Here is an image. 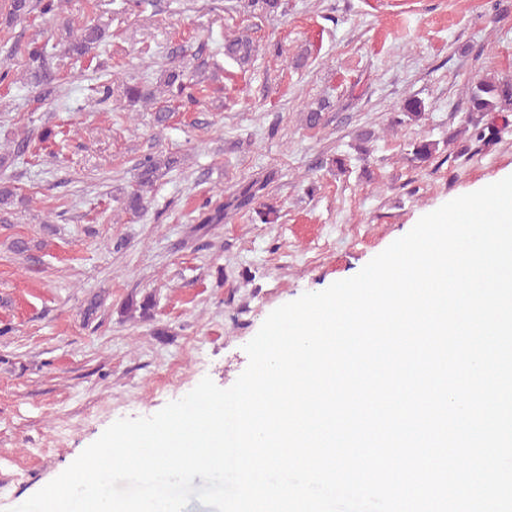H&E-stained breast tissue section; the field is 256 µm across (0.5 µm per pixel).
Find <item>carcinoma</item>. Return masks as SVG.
Instances as JSON below:
<instances>
[{
	"label": "carcinoma",
	"mask_w": 512,
	"mask_h": 512,
	"mask_svg": "<svg viewBox=\"0 0 512 512\" xmlns=\"http://www.w3.org/2000/svg\"><path fill=\"white\" fill-rule=\"evenodd\" d=\"M71 3V0H4L0 6V14L4 16L5 22L14 24L23 22L36 13L41 17H57L63 12V7ZM244 8L247 11L258 14L262 17H274L283 12V0H244ZM103 38V30L95 23L85 22L78 28L68 27V40L59 50V57L70 59L80 63L85 70H98L94 65L97 55L93 54ZM256 52L254 42L248 37H233L224 41V57L236 63L239 68L244 69L251 65ZM21 56L25 60L26 76L28 84L38 89V95L33 98L34 107L32 111H38L45 101V95L51 93L61 76L68 73L65 68H57L52 71L46 67L48 55V44L37 41L16 40L8 51V57ZM207 68L206 62L199 63L194 73H185L182 64H173L162 74L165 91L156 94V90L149 87L143 81L129 82L124 87V95L130 105L138 103L157 104L155 110V122L162 126L166 124L171 109L167 106L170 101L179 103V107L188 109L198 102V95L213 91L221 93L222 87H203L201 81L195 79V74ZM512 112V80L509 78H484L468 88L467 109L459 128L448 133L446 145L451 146L458 142L462 134L468 139H475L486 145L497 143L500 139L501 130L494 122L495 116ZM402 117L395 120V124L401 125L404 120L412 122L420 121L425 114V104L415 98L406 100L401 106ZM57 132L50 127H42L37 138L27 135L17 141L14 153L18 156L28 155L32 158L38 156L40 145L55 140ZM412 155L419 162H426L438 152L439 143L422 139L411 143ZM179 163L174 156H160L147 154L139 159L136 164V182L131 190L124 192L122 204L125 211L139 215L145 211L148 203L147 192L153 187L165 173L171 171ZM265 185L258 181H249L238 186L236 192L230 197L227 203L212 204L206 201L203 208L207 209L203 217L205 224H219L224 221V208L235 210L249 207L258 197ZM18 202L23 205L28 197L17 193V188L0 186V212L4 211V205ZM156 302L155 296L147 293L142 299H136L132 295L122 304L123 311L129 316L139 313V318L148 320L152 318Z\"/></svg>",
	"instance_id": "cac0c4a2"
}]
</instances>
